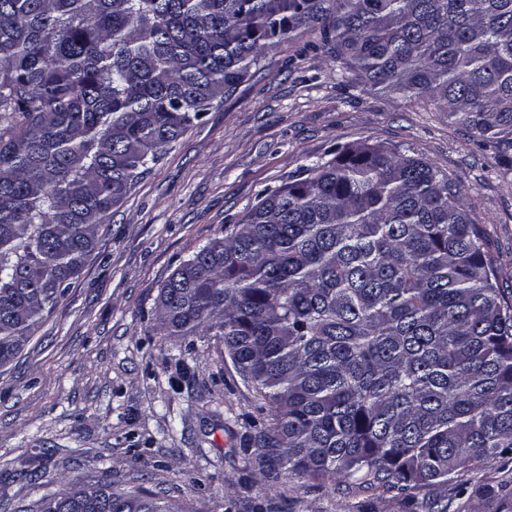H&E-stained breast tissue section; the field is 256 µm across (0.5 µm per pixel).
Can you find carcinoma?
Returning <instances> with one entry per match:
<instances>
[{
    "mask_svg": "<svg viewBox=\"0 0 512 512\" xmlns=\"http://www.w3.org/2000/svg\"><path fill=\"white\" fill-rule=\"evenodd\" d=\"M319 31L367 87L512 151V0H0V366L57 307L112 208L265 51ZM447 175L361 144L268 188L158 297L224 344L266 423L241 449L320 487L439 489L512 451V301ZM40 512H175L105 478Z\"/></svg>",
    "mask_w": 512,
    "mask_h": 512,
    "instance_id": "carcinoma-1",
    "label": "carcinoma"
}]
</instances>
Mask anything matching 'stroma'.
Segmentation results:
<instances>
[{
	"label": "stroma",
	"instance_id": "35a3bbf8",
	"mask_svg": "<svg viewBox=\"0 0 512 512\" xmlns=\"http://www.w3.org/2000/svg\"><path fill=\"white\" fill-rule=\"evenodd\" d=\"M364 143L457 183L512 295V151L483 146L432 102L363 86L304 41L281 43L113 207L80 278L0 368V512H37L44 495L106 470L113 489L165 491L180 512H428L284 471L264 481L240 449L260 403L223 344L198 336L187 351L156 329L162 285L199 246L303 165ZM32 470L43 479L29 482ZM447 499L448 512H512V455L460 472Z\"/></svg>",
	"mask_w": 512,
	"mask_h": 512
}]
</instances>
